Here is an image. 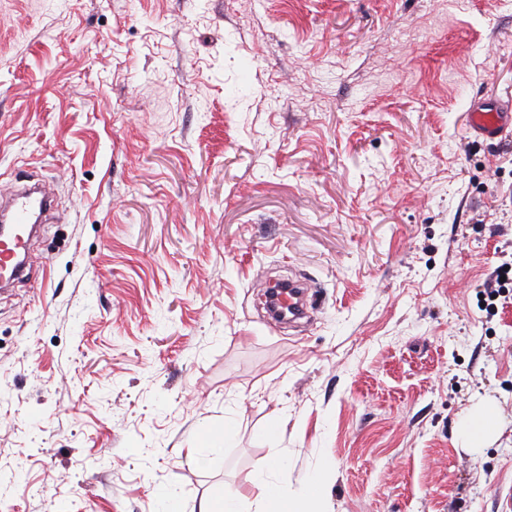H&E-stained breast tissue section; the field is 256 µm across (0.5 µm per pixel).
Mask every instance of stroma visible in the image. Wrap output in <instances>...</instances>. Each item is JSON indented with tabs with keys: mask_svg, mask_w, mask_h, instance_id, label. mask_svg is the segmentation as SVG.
Masks as SVG:
<instances>
[{
	"mask_svg": "<svg viewBox=\"0 0 512 512\" xmlns=\"http://www.w3.org/2000/svg\"><path fill=\"white\" fill-rule=\"evenodd\" d=\"M512 0H0V190L57 218L0 294V512H504ZM316 321L270 323L269 277ZM497 426L471 447V415ZM219 449L190 457L208 434ZM511 105L484 101L474 105L467 113V125L479 137L494 140L512 128ZM326 479L327 472L322 471L307 483L306 499L300 506L297 504H287L279 486L268 483L262 479H255L254 487L256 490L255 502L257 504V510H243V499L237 495H230L224 497V502L220 510H213L209 503L204 502L200 505L199 512H318L319 510L302 509L311 507L322 499Z\"/></svg>",
	"mask_w": 512,
	"mask_h": 512,
	"instance_id": "stroma-1",
	"label": "stroma"
}]
</instances>
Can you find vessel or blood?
Returning a JSON list of instances; mask_svg holds the SVG:
<instances>
[{"label": "vessel or blood", "mask_w": 512, "mask_h": 512, "mask_svg": "<svg viewBox=\"0 0 512 512\" xmlns=\"http://www.w3.org/2000/svg\"><path fill=\"white\" fill-rule=\"evenodd\" d=\"M467 125L479 137L493 140L512 128V106L484 101L474 105L467 114ZM53 199L47 192L14 189L0 198V222L6 230L0 236V269L10 280L24 278L28 268V229L34 213H46Z\"/></svg>", "instance_id": "obj_1"}]
</instances>
